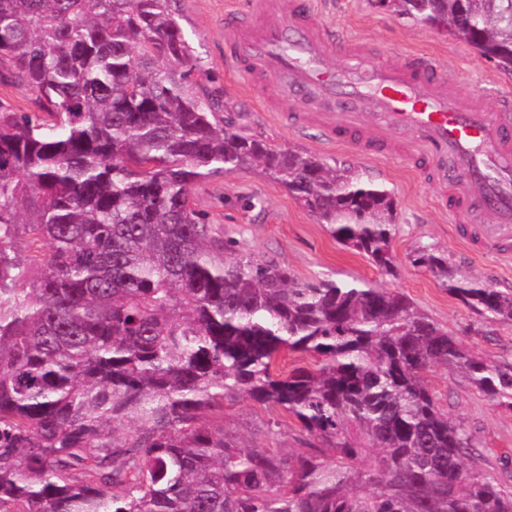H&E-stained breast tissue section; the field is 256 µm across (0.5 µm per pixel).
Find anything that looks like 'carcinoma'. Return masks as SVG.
Instances as JSON below:
<instances>
[{
	"instance_id": "obj_1",
	"label": "carcinoma",
	"mask_w": 512,
	"mask_h": 512,
	"mask_svg": "<svg viewBox=\"0 0 512 512\" xmlns=\"http://www.w3.org/2000/svg\"><path fill=\"white\" fill-rule=\"evenodd\" d=\"M512 71V0H375ZM0 512H512V487L425 379L512 411V359L472 352L401 292L301 281L218 236L196 183L253 170L387 275L391 194L219 121L171 0H0ZM410 264L491 324L512 289L422 247ZM315 364L274 371L284 352ZM245 397L303 448L240 446ZM35 94L25 84L0 82V101L9 104L14 110L29 112L34 109ZM276 418L280 422L279 433L268 435V424ZM205 423L213 428L223 427L224 435L249 447L264 448L273 453L300 448L297 442L299 427L293 420L249 400L224 401V409L206 414Z\"/></svg>"
}]
</instances>
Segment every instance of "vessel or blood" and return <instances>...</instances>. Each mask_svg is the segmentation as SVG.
<instances>
[{"instance_id": "b4317fda", "label": "vessel or blood", "mask_w": 512, "mask_h": 512, "mask_svg": "<svg viewBox=\"0 0 512 512\" xmlns=\"http://www.w3.org/2000/svg\"><path fill=\"white\" fill-rule=\"evenodd\" d=\"M224 47L251 89L274 84L281 99L304 105L295 133L315 127L326 149L366 156L403 143L404 157L423 161L426 178L447 192L484 249L512 243L511 97L465 100L420 57L371 61L365 46L336 37L304 0H252L225 21ZM333 52L344 61L326 66ZM366 103L371 113L362 112Z\"/></svg>"}]
</instances>
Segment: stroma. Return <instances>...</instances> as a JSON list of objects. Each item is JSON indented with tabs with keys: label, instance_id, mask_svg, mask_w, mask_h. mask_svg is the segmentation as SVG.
Instances as JSON below:
<instances>
[{
	"label": "stroma",
	"instance_id": "35a3bbf8",
	"mask_svg": "<svg viewBox=\"0 0 512 512\" xmlns=\"http://www.w3.org/2000/svg\"><path fill=\"white\" fill-rule=\"evenodd\" d=\"M239 2L176 0L174 4L177 19L201 58V84L221 97V119L235 122L272 145H293L319 154L328 165H350L363 178L389 190L396 202L393 247L397 273L384 275L362 254L336 241L328 227L317 223L280 185L253 172L198 182L192 188L198 208L207 213L220 235L237 241L243 252L288 267L299 279L333 273L341 280L356 279L402 292L476 353L512 357V327L484 322L444 291L431 273L411 266L407 257L418 247H432L462 273L503 291L512 289V260L483 254L459 217L442 206L438 187L398 154L370 158L348 148L326 152L317 135L300 137L292 132L284 119L288 106H281L276 117L267 112L266 101L276 97V87L248 93L243 77L224 54V15L237 9ZM308 3L330 31L364 41L373 59L396 64L411 53L426 56L448 88L469 100L488 91L512 93V72L479 57L473 48L444 31L374 7L369 0ZM428 381L449 417L469 426L487 466L512 486V466L501 464L503 457H512V413L492 405L452 370L435 368ZM275 420L280 423L279 432L268 435L267 427ZM205 423L246 446L273 453L298 445L299 428L293 420L248 400L225 401L223 410L206 414Z\"/></svg>",
	"mask_w": 512,
	"mask_h": 512
}]
</instances>
